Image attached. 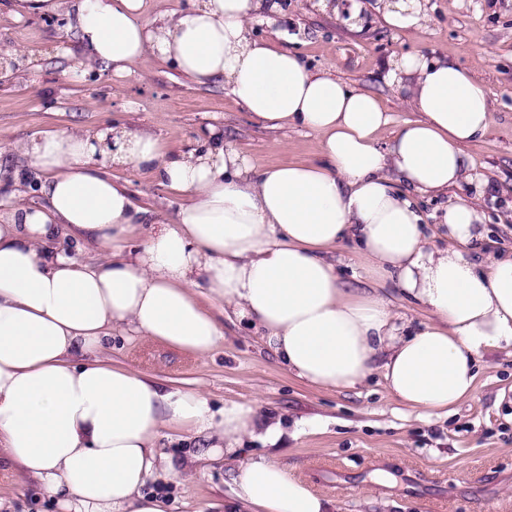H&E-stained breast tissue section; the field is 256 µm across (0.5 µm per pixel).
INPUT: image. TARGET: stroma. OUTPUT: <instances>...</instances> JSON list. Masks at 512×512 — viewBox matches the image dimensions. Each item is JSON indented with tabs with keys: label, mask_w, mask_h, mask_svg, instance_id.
I'll list each match as a JSON object with an SVG mask.
<instances>
[{
	"label": "stroma",
	"mask_w": 512,
	"mask_h": 512,
	"mask_svg": "<svg viewBox=\"0 0 512 512\" xmlns=\"http://www.w3.org/2000/svg\"><path fill=\"white\" fill-rule=\"evenodd\" d=\"M271 23L253 36L298 53L311 71L331 70L347 86L374 95L391 121L380 134L389 142L419 114L387 79L393 60L421 52L447 58L483 82L491 106L484 138L466 147L474 173L495 183L485 199L491 254L512 255V0H422L424 21L398 30L384 18L382 0H336L324 11L316 0H278ZM18 51L10 79L0 84V197L22 191L40 202L20 144L47 132L94 130L120 124L152 129L166 154L195 146L208 127L222 131L258 166L321 165L320 137L311 131L272 129L236 103L224 84L200 86L153 54L137 76L92 72L70 75L79 52L75 30L59 18L17 22L0 15V48ZM125 183L150 221L173 217L184 203L149 169L107 166ZM462 184L418 207L430 245L446 240L439 228L448 202L473 198ZM112 364L140 371L170 389L202 390L212 410L258 400L262 413L282 419L286 434L275 447L244 439L240 459L266 455L333 499L338 512H512V351L498 349L480 363L473 392L452 412L426 416L386 388L381 374L343 391L315 389L290 375L249 327L225 321L224 336L206 355L183 353L130 332H116L101 353ZM198 436L164 431L159 451L188 464L177 478L149 479L168 512H225L232 501L234 462L201 456ZM0 512H58L34 482L12 479L0 466Z\"/></svg>",
	"instance_id": "35a3bbf8"
}]
</instances>
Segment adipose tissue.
<instances>
[{"label": "adipose tissue", "instance_id": "1", "mask_svg": "<svg viewBox=\"0 0 512 512\" xmlns=\"http://www.w3.org/2000/svg\"><path fill=\"white\" fill-rule=\"evenodd\" d=\"M144 0H6L14 21L64 17L78 35L72 71L135 75L155 54L201 83L227 84L271 127L316 132L326 162L258 167L222 135L165 156L147 129L52 132L21 152L44 180L38 205L0 215V461L63 512H165L149 477L175 476L156 442L165 429L205 436L207 457L234 458L243 438L277 446L281 421L256 401L213 412L197 390H161L136 370L99 359L116 330L203 355L222 317L246 323L288 371L321 390L350 389L381 372L407 407L446 414L474 389L486 352L512 347V256L470 253L486 238L469 199L442 215L429 246L416 195L468 181L465 149L490 124L483 83L447 59L406 54L388 78L420 117L387 144L391 117L373 95L297 54L251 36L272 0H192L152 19ZM153 168L187 202L172 225L143 228L101 160ZM90 238L95 263L56 248L59 227ZM352 239L371 288L344 287L327 253ZM395 283L426 314L406 328L385 297ZM240 512H332L334 504L266 456L239 463Z\"/></svg>", "mask_w": 512, "mask_h": 512}]
</instances>
